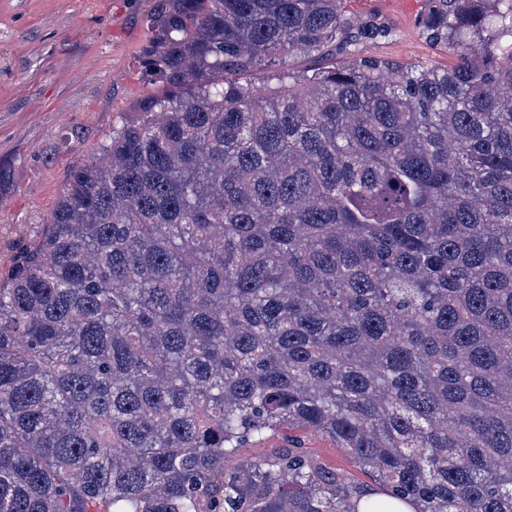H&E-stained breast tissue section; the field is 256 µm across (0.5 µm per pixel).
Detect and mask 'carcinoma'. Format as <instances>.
<instances>
[{
	"label": "carcinoma",
	"mask_w": 512,
	"mask_h": 512,
	"mask_svg": "<svg viewBox=\"0 0 512 512\" xmlns=\"http://www.w3.org/2000/svg\"><path fill=\"white\" fill-rule=\"evenodd\" d=\"M162 2L0 281V512H512V0H425L446 70L262 85L342 0ZM288 436V430L284 429L266 440L254 442L247 448H239L237 459L240 461L258 462L264 459L272 448L285 443V437ZM306 447L311 454L323 461L327 466L344 471L360 481L370 482V477L356 467L352 457L336 443L321 435H309Z\"/></svg>",
	"instance_id": "cac0c4a2"
}]
</instances>
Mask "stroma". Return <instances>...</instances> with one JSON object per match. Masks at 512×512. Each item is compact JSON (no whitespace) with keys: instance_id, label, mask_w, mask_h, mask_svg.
<instances>
[{"instance_id":"obj_1","label":"stroma","mask_w":512,"mask_h":512,"mask_svg":"<svg viewBox=\"0 0 512 512\" xmlns=\"http://www.w3.org/2000/svg\"><path fill=\"white\" fill-rule=\"evenodd\" d=\"M161 0H0V279L9 239L39 238L70 167L91 162L120 113L154 90L139 59ZM425 0H343L348 36L297 56L293 71L351 58L445 69L456 58L425 38ZM371 27L384 29L368 36Z\"/></svg>"}]
</instances>
